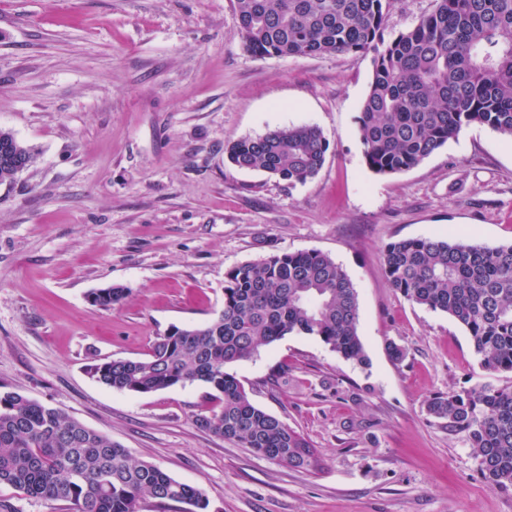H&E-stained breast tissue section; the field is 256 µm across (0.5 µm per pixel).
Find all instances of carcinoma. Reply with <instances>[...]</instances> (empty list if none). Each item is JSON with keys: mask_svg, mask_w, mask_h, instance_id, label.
Instances as JSON below:
<instances>
[{"mask_svg": "<svg viewBox=\"0 0 512 512\" xmlns=\"http://www.w3.org/2000/svg\"><path fill=\"white\" fill-rule=\"evenodd\" d=\"M394 0H234L238 36L249 54L306 57L373 54L374 72L358 117L371 171H408L473 123L512 138V0H434V9L387 40ZM330 143L313 125L276 128L231 143L235 167L290 185L315 177ZM34 150L0 128V184L36 163ZM391 286L407 300L448 314L470 336L481 366L512 373V244L408 238L382 250ZM126 288L111 285L91 303L117 308ZM353 282L318 250L272 254L225 273L224 307L208 323L172 327L145 357L90 367L104 386L151 393L201 383L212 406L198 428L294 469L318 466L317 449L256 406L227 366L288 335L310 336L346 360L366 361ZM428 413L463 435L478 470L497 490L512 489V386L482 383L435 396ZM0 484L72 512H142L153 499L207 512L199 488L133 457L64 409L0 391Z\"/></svg>", "mask_w": 512, "mask_h": 512, "instance_id": "carcinoma-1", "label": "carcinoma"}]
</instances>
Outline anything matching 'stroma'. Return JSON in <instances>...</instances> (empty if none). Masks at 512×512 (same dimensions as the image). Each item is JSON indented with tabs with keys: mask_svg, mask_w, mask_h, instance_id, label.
<instances>
[{
	"mask_svg": "<svg viewBox=\"0 0 512 512\" xmlns=\"http://www.w3.org/2000/svg\"><path fill=\"white\" fill-rule=\"evenodd\" d=\"M373 69L369 54L252 57L233 0H0V127L38 153L0 185V391L63 408L201 488L208 512H512V491L492 489L426 409L512 373L482 368L467 332L408 301L382 265L406 238L511 244L512 139L472 124L418 166L375 175L358 136ZM302 124L330 142L305 183L227 160L234 140ZM311 250L358 292L367 364L289 335L229 371L319 450L317 469L199 429L202 384L139 394L89 375L212 319L230 267ZM113 284L120 308L89 303Z\"/></svg>",
	"mask_w": 512,
	"mask_h": 512,
	"instance_id": "1",
	"label": "stroma"
}]
</instances>
